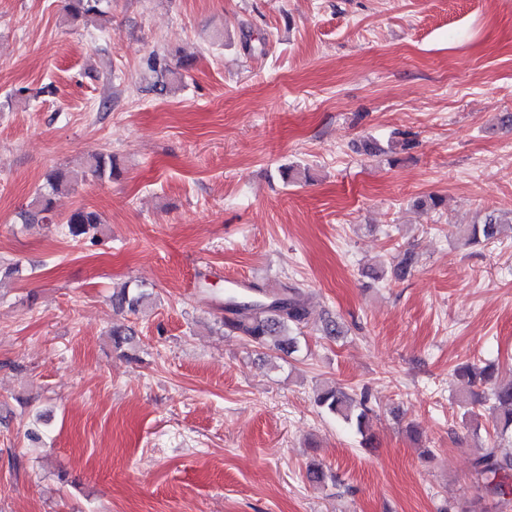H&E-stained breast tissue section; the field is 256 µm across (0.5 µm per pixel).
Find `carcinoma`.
Returning a JSON list of instances; mask_svg holds the SVG:
<instances>
[{"label":"carcinoma","mask_w":512,"mask_h":512,"mask_svg":"<svg viewBox=\"0 0 512 512\" xmlns=\"http://www.w3.org/2000/svg\"><path fill=\"white\" fill-rule=\"evenodd\" d=\"M110 0H66L67 14L74 20L102 18L108 14ZM85 168L96 178L102 180L112 177L114 164L112 156L94 153L86 159ZM72 180L62 172L48 175L45 190H40L20 213L25 224H51L54 218L55 197L71 190ZM104 223L102 215L94 210L80 207L72 211L65 224L69 234L81 239L96 233ZM501 222L494 216H487L482 224H472L459 232V241L463 245H478L498 238ZM417 263L414 252L407 250L393 266L392 275L396 279L405 278ZM112 309L118 313L137 314L151 305V293L141 284L128 282L112 292ZM226 316L222 326L228 332L245 337L254 346L270 349L279 355L289 356L298 349L294 332L308 323L309 310L298 288L288 287L280 294L265 295L261 298H239L228 293L225 299ZM115 347L130 346L135 341V331L131 327L116 323L110 330ZM463 376L471 385L487 387L485 396L475 398L473 403L491 402L495 412V438L479 448L472 461V469L481 479L485 488L494 495L506 494L505 479L512 475V455L499 453L497 440L512 434V381L498 384L494 379V368L490 364H468L461 368ZM366 394L355 396L341 387L331 386L323 389L316 399L322 410L333 414L345 422L354 425L357 431L368 435L370 430V409Z\"/></svg>","instance_id":"1"}]
</instances>
